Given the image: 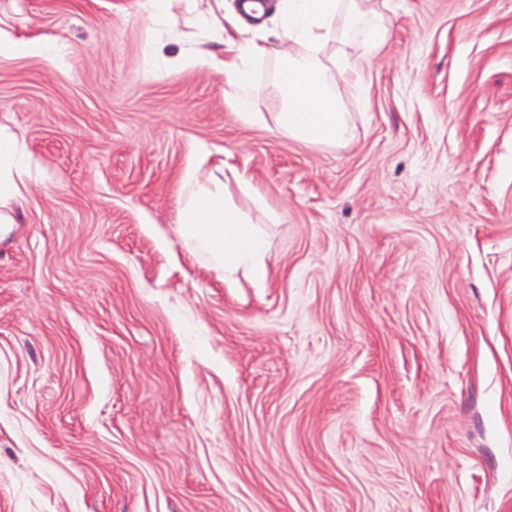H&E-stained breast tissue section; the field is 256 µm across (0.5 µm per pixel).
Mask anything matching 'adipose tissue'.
Masks as SVG:
<instances>
[{
    "label": "adipose tissue",
    "instance_id": "obj_1",
    "mask_svg": "<svg viewBox=\"0 0 512 512\" xmlns=\"http://www.w3.org/2000/svg\"><path fill=\"white\" fill-rule=\"evenodd\" d=\"M367 0H283L278 37L287 43L275 87L286 102L279 125L303 143L344 145L353 137V126L338 90L339 83L359 79L360 63L375 55L386 42L389 24L383 14L368 9ZM342 49L331 64L315 56L327 39ZM229 59L219 61L228 94L240 116L256 119L259 95L245 56L260 53L251 44L230 43ZM24 140L0 127V237L15 222L14 211L29 193ZM187 191L180 199L177 224L188 250L204 254L213 268L231 277L239 268L250 270L255 280L267 276L266 241L262 231L246 223L227 197L223 168L210 172L206 183L195 173L185 178Z\"/></svg>",
    "mask_w": 512,
    "mask_h": 512
}]
</instances>
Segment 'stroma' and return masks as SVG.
<instances>
[{"instance_id":"obj_1","label":"stroma","mask_w":512,"mask_h":512,"mask_svg":"<svg viewBox=\"0 0 512 512\" xmlns=\"http://www.w3.org/2000/svg\"><path fill=\"white\" fill-rule=\"evenodd\" d=\"M277 0H0V124L32 157L0 242V512H512V0H369L354 139L278 123ZM256 41L244 121L211 63ZM267 236L227 284L187 173ZM9 25L0 17V53L2 54L4 50H14L19 46H28L31 51H41L44 48L43 43L40 39H33L28 42L20 41L15 39L10 31Z\"/></svg>"}]
</instances>
